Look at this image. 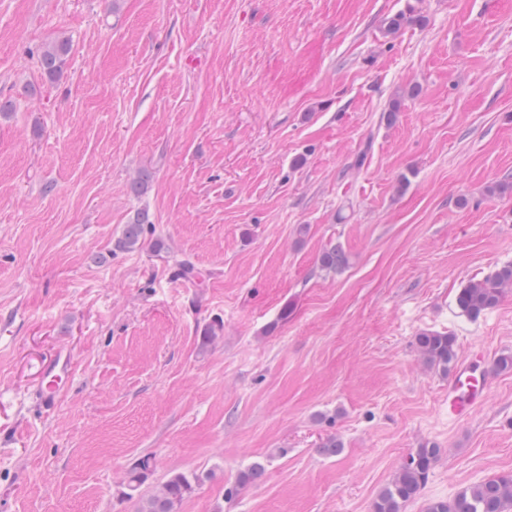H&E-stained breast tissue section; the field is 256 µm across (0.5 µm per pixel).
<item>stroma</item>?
I'll use <instances>...</instances> for the list:
<instances>
[{"label": "stroma", "instance_id": "1", "mask_svg": "<svg viewBox=\"0 0 512 512\" xmlns=\"http://www.w3.org/2000/svg\"><path fill=\"white\" fill-rule=\"evenodd\" d=\"M407 2L0 0V512H137L144 456L145 495L209 473L178 512H371L428 443L405 512L512 474V372L452 423L416 347L512 352V288L456 303L512 263V0H417L387 34ZM139 211L142 248L116 250ZM330 243L345 269L321 268ZM71 52L67 38H57L37 52V63L41 75L48 81H54L63 72ZM506 288H512L511 263L501 266L482 280L467 284L457 295V306L465 315L478 317L500 302ZM74 361L68 349H60L44 367L47 380L39 389L38 395L42 406L50 410L58 403L63 389L58 386L62 379L69 380L73 374ZM442 454L435 444L415 448L400 465L392 481L380 490L372 504V512H403L425 487L430 471Z\"/></svg>", "mask_w": 512, "mask_h": 512}]
</instances>
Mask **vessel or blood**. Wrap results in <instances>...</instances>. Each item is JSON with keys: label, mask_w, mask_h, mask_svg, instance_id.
I'll use <instances>...</instances> for the list:
<instances>
[{"label": "vessel or blood", "mask_w": 512, "mask_h": 512, "mask_svg": "<svg viewBox=\"0 0 512 512\" xmlns=\"http://www.w3.org/2000/svg\"><path fill=\"white\" fill-rule=\"evenodd\" d=\"M487 355L483 348H474L458 364L448 380V419L456 422L468 418L487 396L490 374L482 370ZM74 361L69 350H59L45 365L46 383L41 386L38 395L45 409H52L58 403L62 389V380L73 374Z\"/></svg>", "instance_id": "vessel-or-blood-1"}]
</instances>
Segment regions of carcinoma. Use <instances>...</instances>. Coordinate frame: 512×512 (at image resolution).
<instances>
[{"label": "carcinoma", "instance_id": "carcinoma-1", "mask_svg": "<svg viewBox=\"0 0 512 512\" xmlns=\"http://www.w3.org/2000/svg\"><path fill=\"white\" fill-rule=\"evenodd\" d=\"M420 16L415 7L392 16L387 21L386 33L395 34L404 25L417 23ZM71 52L67 38H57L37 52V63L41 75L53 81L63 72ZM149 223L143 213H139L125 225L117 247L126 251L141 248L145 225ZM321 267L337 271L346 264L342 247L329 244L321 254ZM512 288V264L501 266L491 275L467 284L457 295V306L462 313L476 318L484 311L495 307L501 300L504 290ZM417 347L423 361L430 367L446 373L457 359L456 338L448 333L426 332L417 337ZM442 449L427 444L414 449L400 465L392 481L380 490L372 504V512H403L406 504L414 501L425 487L430 471L438 462ZM153 472V464L148 457L142 458L127 476V488L133 492L143 485ZM264 465L251 464L237 478L236 487L243 488L255 483L263 474ZM205 479L197 473L175 472L150 496L139 500L137 512H176L184 499L191 496L199 483ZM425 512H512V474L489 478L484 482L460 491L450 500H432L427 503Z\"/></svg>", "mask_w": 512, "mask_h": 512}]
</instances>
